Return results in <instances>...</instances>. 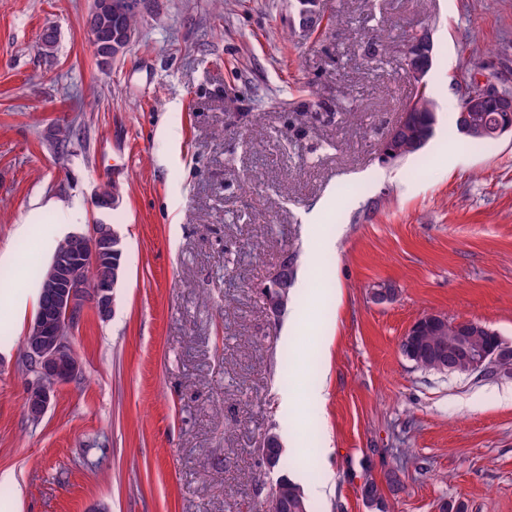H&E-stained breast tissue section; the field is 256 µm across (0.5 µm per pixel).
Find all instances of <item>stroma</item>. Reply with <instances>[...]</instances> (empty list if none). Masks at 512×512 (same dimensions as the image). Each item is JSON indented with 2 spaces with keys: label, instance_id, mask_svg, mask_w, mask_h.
I'll return each instance as SVG.
<instances>
[{
  "label": "stroma",
  "instance_id": "35a3bbf8",
  "mask_svg": "<svg viewBox=\"0 0 512 512\" xmlns=\"http://www.w3.org/2000/svg\"><path fill=\"white\" fill-rule=\"evenodd\" d=\"M90 5L0 0V512H255L280 476L269 431L311 512H512V377L399 350L427 312L512 343V134L477 145L456 125L462 70L512 77V0H318L344 22L312 31L297 0H148L107 67ZM418 30L421 83L401 62ZM422 88L433 138L382 162ZM61 123L78 135L62 158ZM113 180L118 206L97 210ZM38 202L74 233L115 225L123 257L109 321L72 331L81 378L35 423L23 340L55 250ZM286 258L275 319L264 290ZM381 282L397 295L379 304ZM393 469L404 488L376 510L361 486ZM433 44L427 32L416 33V38L403 46V55L407 57L406 68L417 79L429 72Z\"/></svg>",
  "mask_w": 512,
  "mask_h": 512
}]
</instances>
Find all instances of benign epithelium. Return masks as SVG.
I'll list each match as a JSON object with an SVG mask.
<instances>
[{
	"mask_svg": "<svg viewBox=\"0 0 512 512\" xmlns=\"http://www.w3.org/2000/svg\"><path fill=\"white\" fill-rule=\"evenodd\" d=\"M432 49V40L426 32L417 33L416 38L403 47L407 69L413 77L421 79L428 73ZM472 82L475 90L467 101L463 117H468L470 112L482 111L488 100L495 101L500 111L512 112V93L504 89L491 71L472 73ZM120 254L119 235L109 224H94L86 233L69 235L68 240L53 253L48 265L45 301L51 320L39 318L30 324L27 335L36 337V340L24 347L28 360L38 371V376L29 379L26 388V412L30 420H42L55 397L56 387L73 380L70 357L74 350L71 342L51 326L74 327L89 307L103 321L111 317ZM88 276L96 279L97 287H82ZM292 277V269L285 261L273 280L272 289L265 291L267 308L277 318L286 309ZM448 324L456 333L455 351L449 352L438 343L428 347L437 372L458 376L481 375L491 370L504 375L512 373L511 345L475 348L471 338L488 330L486 325L472 319H451L438 312L425 313L411 324L403 336L409 344L406 359L416 362L426 338L440 334Z\"/></svg>",
	"mask_w": 512,
	"mask_h": 512,
	"instance_id": "1",
	"label": "benign epithelium"
}]
</instances>
